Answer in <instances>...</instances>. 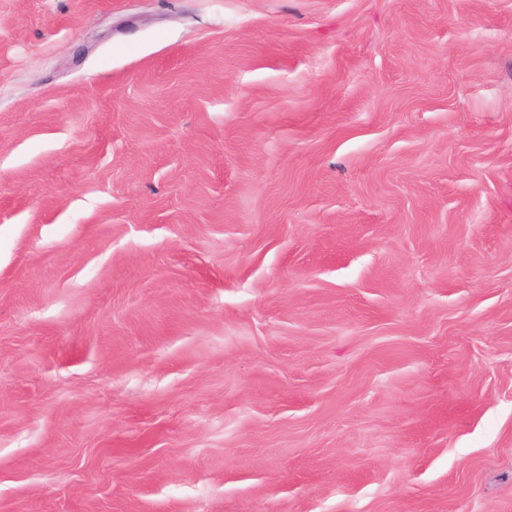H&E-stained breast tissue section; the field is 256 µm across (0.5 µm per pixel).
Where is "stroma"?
Segmentation results:
<instances>
[{"instance_id":"1","label":"stroma","mask_w":512,"mask_h":512,"mask_svg":"<svg viewBox=\"0 0 512 512\" xmlns=\"http://www.w3.org/2000/svg\"><path fill=\"white\" fill-rule=\"evenodd\" d=\"M0 512H512V0H0Z\"/></svg>"}]
</instances>
